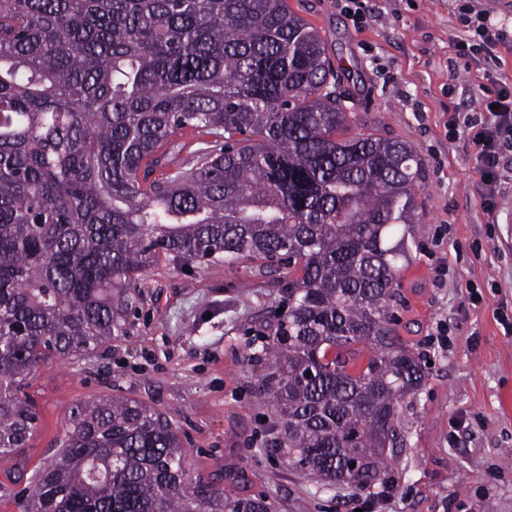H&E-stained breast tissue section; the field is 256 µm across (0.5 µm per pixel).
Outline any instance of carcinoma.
Instances as JSON below:
<instances>
[{
	"label": "carcinoma",
	"mask_w": 512,
	"mask_h": 512,
	"mask_svg": "<svg viewBox=\"0 0 512 512\" xmlns=\"http://www.w3.org/2000/svg\"><path fill=\"white\" fill-rule=\"evenodd\" d=\"M353 97L287 0H0V462L20 512H268L192 477L177 426L116 390L69 407L33 474L25 392L128 332L160 255L273 273L270 448L366 489L424 376L391 328L411 147L346 136ZM211 137L189 158L181 131Z\"/></svg>",
	"instance_id": "cac0c4a2"
}]
</instances>
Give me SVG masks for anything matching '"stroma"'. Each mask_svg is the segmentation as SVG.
<instances>
[{"label":"stroma","instance_id":"obj_1","mask_svg":"<svg viewBox=\"0 0 512 512\" xmlns=\"http://www.w3.org/2000/svg\"><path fill=\"white\" fill-rule=\"evenodd\" d=\"M288 5L349 77L360 116L350 133L406 141L424 164L393 308L425 365L403 403L402 448L354 496L263 451L276 411L259 381L284 291L244 261L183 269L163 258L140 283L127 335L97 360L39 367L29 393L40 423L21 458L34 471L68 408L116 385L179 426L193 474L240 469L242 495L265 497L269 512H512V183L485 210L471 145L451 129L459 113L480 117L484 71L512 82V0H362L359 28L341 0ZM474 8L505 39L468 68L455 39Z\"/></svg>","mask_w":512,"mask_h":512}]
</instances>
